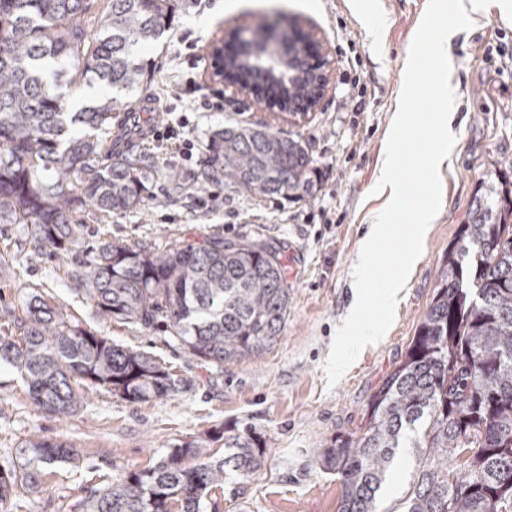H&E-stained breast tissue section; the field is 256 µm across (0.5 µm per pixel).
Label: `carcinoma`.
I'll list each match as a JSON object with an SVG mask.
<instances>
[{"mask_svg": "<svg viewBox=\"0 0 512 512\" xmlns=\"http://www.w3.org/2000/svg\"><path fill=\"white\" fill-rule=\"evenodd\" d=\"M86 0H0V224H23L35 247L70 260L85 300L101 314L161 330L206 368L258 358L288 319L284 251L261 239L179 240L162 252L87 240L84 215L111 217L156 202L146 187L152 159L112 148V111L145 79L143 47L169 28L174 0H110L93 37ZM238 76L265 99L317 101L311 75L293 92ZM104 93L68 111L61 80L71 72ZM198 178L259 198L302 199L313 180L308 147L263 124L214 131ZM22 340L0 337L37 408L75 413L91 389L131 403L177 391L172 373L146 353L75 324L59 305L31 294ZM425 428L405 512H512V182L495 169L473 199L468 223L448 247L432 301L404 358L371 396L362 433L337 437L314 460L336 473L338 512H376V497L406 431ZM229 456L195 442L168 449L82 504L83 512H204L224 487L227 465L250 478L265 449L250 434L209 437ZM71 447L39 436L0 467V503L37 490L48 469L74 463Z\"/></svg>", "mask_w": 512, "mask_h": 512, "instance_id": "carcinoma-1", "label": "carcinoma"}]
</instances>
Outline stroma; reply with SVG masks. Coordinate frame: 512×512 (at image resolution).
Here are the masks:
<instances>
[{"label":"stroma","instance_id":"stroma-1","mask_svg":"<svg viewBox=\"0 0 512 512\" xmlns=\"http://www.w3.org/2000/svg\"><path fill=\"white\" fill-rule=\"evenodd\" d=\"M363 0H197L177 9L163 38L142 51L147 73L138 102L150 92L156 107L119 114L158 169L148 184L166 206L92 215L90 229L109 238L165 250L172 240L208 234L258 237L288 256V321L270 351L207 369L166 343L159 331L102 315L75 290L69 264L39 252L22 225L0 224V336L26 316L32 292L62 305L75 322L112 342L154 354L183 380L172 396L129 403L105 390L87 392L70 416L36 409L9 365L0 361V466L31 435L71 445L78 465L58 464L39 491L20 490L27 512H81L89 488L156 464L168 448L203 441L221 428L252 431L265 449L250 479L225 481L219 512H337L340 485L313 460L336 437L359 432L371 395L402 360L421 314L432 300L445 255L466 223L475 192L495 164L512 162V20L491 13L469 21L446 45L457 89V160L446 171L437 219L384 339L362 350L335 387L324 363L353 298L352 273L378 200L370 196L385 156V135L399 104L410 45L427 0H374L385 21L379 40L368 36ZM267 21L314 39L312 64L329 81L318 103L290 114L228 85L216 74L215 47ZM223 95V111H207L204 96ZM187 116L198 151L185 160L153 130ZM262 123L303 140L316 175L302 200L253 197L198 177L213 131L235 122ZM417 463L411 449L378 492L379 512H403Z\"/></svg>","mask_w":512,"mask_h":512}]
</instances>
